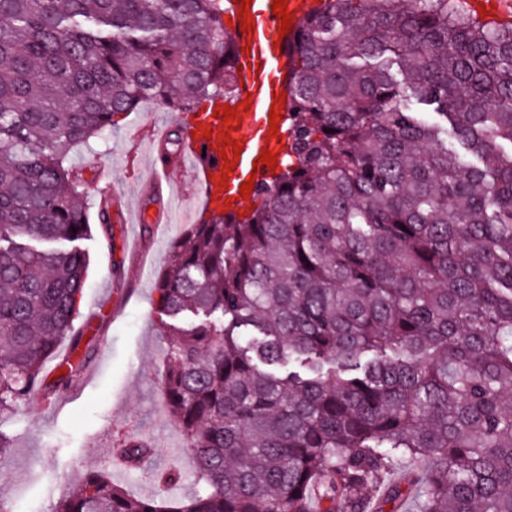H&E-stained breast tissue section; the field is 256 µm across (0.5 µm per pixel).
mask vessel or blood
<instances>
[{
    "instance_id": "1",
    "label": "vessel or blood",
    "mask_w": 512,
    "mask_h": 512,
    "mask_svg": "<svg viewBox=\"0 0 512 512\" xmlns=\"http://www.w3.org/2000/svg\"><path fill=\"white\" fill-rule=\"evenodd\" d=\"M273 0H251L248 17L254 27L244 30L238 0H224V21L237 49L236 69L239 73V94L232 105L236 115L231 121L214 116L225 102L217 98L213 108L204 112L187 127L177 157L155 156L151 185L156 194H163L173 181L174 168L189 166L190 174L202 197V204L213 207L216 197H223L226 210L236 211L244 203L240 186L247 177L264 182L272 176L269 166L260 164L262 150L275 152L277 162H284L285 139L288 135L287 104L280 97L288 89L289 58L300 29L317 0H288L292 23L288 33H280V21L271 8ZM483 5L488 19L512 21V0H469ZM278 111V131H271L270 111ZM241 143V152H234V143ZM236 160L233 171H226L228 160Z\"/></svg>"
}]
</instances>
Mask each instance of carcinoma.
Listing matches in <instances>:
<instances>
[{"label":"carcinoma","mask_w":512,"mask_h":512,"mask_svg":"<svg viewBox=\"0 0 512 512\" xmlns=\"http://www.w3.org/2000/svg\"><path fill=\"white\" fill-rule=\"evenodd\" d=\"M324 2L291 59L288 166L249 212L189 225L156 278L199 490L134 497L90 469L54 512H512V25L460 0ZM223 15L0 0V416L84 369L71 150L145 100L233 98ZM115 452L184 479L135 433Z\"/></svg>","instance_id":"cac0c4a2"}]
</instances>
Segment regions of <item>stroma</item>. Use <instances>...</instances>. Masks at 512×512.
Masks as SVG:
<instances>
[{"label": "stroma", "instance_id": "35a3bbf8", "mask_svg": "<svg viewBox=\"0 0 512 512\" xmlns=\"http://www.w3.org/2000/svg\"><path fill=\"white\" fill-rule=\"evenodd\" d=\"M185 120V114L148 100L105 139L72 153L91 176L85 189L90 200L109 192L113 209L141 213L143 220L113 224L111 239L95 233L82 242L90 269L78 321L87 330L81 380L50 402L32 405L28 415L0 417V432L12 443L9 458L0 462V502L16 504L19 512H51L86 470L109 465L117 436L127 431L157 448L160 467L192 466L165 406L162 377L170 339L162 334L153 301L170 243L195 223L201 203L195 184L179 171L173 174L181 186L175 200L146 190L151 154ZM102 170L108 182L95 181ZM156 213L161 222H152ZM113 478L137 497L185 499L196 491L192 482L166 488L144 473L121 471Z\"/></svg>", "mask_w": 512, "mask_h": 512}]
</instances>
